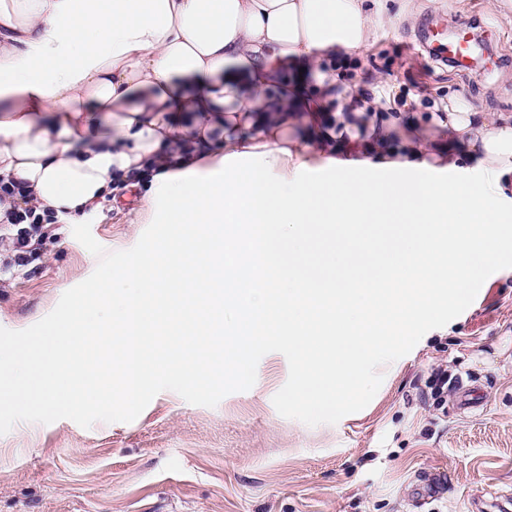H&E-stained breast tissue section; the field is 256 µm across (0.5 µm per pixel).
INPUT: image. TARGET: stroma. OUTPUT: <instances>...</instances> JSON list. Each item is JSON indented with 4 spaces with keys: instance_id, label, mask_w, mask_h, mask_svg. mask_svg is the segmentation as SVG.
<instances>
[{
    "instance_id": "obj_1",
    "label": "stroma",
    "mask_w": 512,
    "mask_h": 512,
    "mask_svg": "<svg viewBox=\"0 0 512 512\" xmlns=\"http://www.w3.org/2000/svg\"><path fill=\"white\" fill-rule=\"evenodd\" d=\"M373 42L336 63L340 88L370 85L426 125L450 98L512 111V7L489 0H366ZM470 20L487 54L462 72L423 43L431 21ZM107 205L44 227L23 270L0 280V392L21 385L13 356L53 319L95 297L132 251L176 241V225L132 224ZM448 385L435 395L436 372ZM362 410L308 426L272 398L289 366L258 363L252 388L215 407L164 391L130 422L84 428L20 421L0 435V512H512V271L495 272L446 326L383 366Z\"/></svg>"
}]
</instances>
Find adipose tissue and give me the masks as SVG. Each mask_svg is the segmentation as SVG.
Returning <instances> with one entry per match:
<instances>
[{
	"instance_id": "1",
	"label": "adipose tissue",
	"mask_w": 512,
	"mask_h": 512,
	"mask_svg": "<svg viewBox=\"0 0 512 512\" xmlns=\"http://www.w3.org/2000/svg\"><path fill=\"white\" fill-rule=\"evenodd\" d=\"M364 4L0 0V176L30 193L0 215L28 201L77 224L119 188L138 197L130 223L167 213L183 236L130 253L99 286L108 323L69 311L32 341L28 380L0 409L35 396L56 414L79 390L133 411L164 362L219 343L235 358L284 336L300 360L288 405L339 413L396 330L432 321L442 294L464 300L512 255L494 207L512 188V113L449 102L430 117L448 132L440 143L405 115L372 116L361 96L328 111L336 76L323 56L370 44ZM359 142L384 177L337 171ZM459 147L481 185L421 178L455 168ZM159 323L182 339L150 360L142 338ZM105 350L117 354L115 388L100 385Z\"/></svg>"
}]
</instances>
